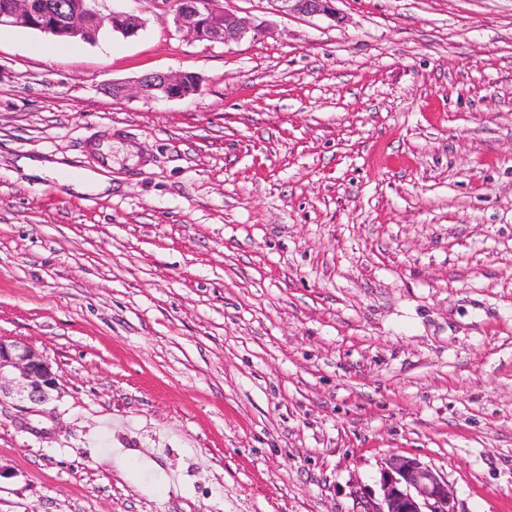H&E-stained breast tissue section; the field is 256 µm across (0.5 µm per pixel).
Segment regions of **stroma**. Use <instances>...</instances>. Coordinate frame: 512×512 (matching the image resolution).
<instances>
[{"mask_svg":"<svg viewBox=\"0 0 512 512\" xmlns=\"http://www.w3.org/2000/svg\"><path fill=\"white\" fill-rule=\"evenodd\" d=\"M219 4L0 27V338L61 387L0 401V512H359L392 455L512 512V0ZM154 72L201 90L112 96ZM217 0H178L169 3L173 23L198 40L226 43L244 37L250 26L224 11ZM289 11L336 19V0H281Z\"/></svg>","mask_w":512,"mask_h":512,"instance_id":"obj_1","label":"stroma"}]
</instances>
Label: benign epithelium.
<instances>
[{
  "instance_id": "1",
  "label": "benign epithelium",
  "mask_w": 512,
  "mask_h": 512,
  "mask_svg": "<svg viewBox=\"0 0 512 512\" xmlns=\"http://www.w3.org/2000/svg\"><path fill=\"white\" fill-rule=\"evenodd\" d=\"M94 0H0V26H21L51 36L91 40L90 26H109L112 31L133 35L140 18L126 11L102 14ZM289 11L336 18V0H281ZM173 23L198 40L226 43L244 37L250 26L242 18L224 11L217 0H172ZM201 79L188 73H150L132 86L112 85V94L132 92L146 98H185L197 94ZM58 389L57 374L33 346L0 338V399L12 398L34 406H45ZM381 494L375 498L360 492L362 512H457L448 479L417 457L392 455L381 467Z\"/></svg>"
}]
</instances>
